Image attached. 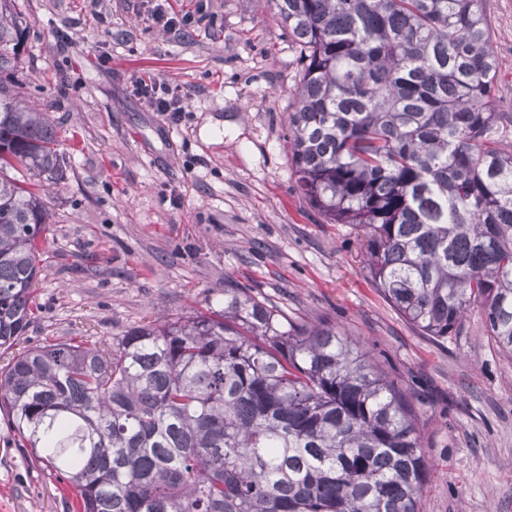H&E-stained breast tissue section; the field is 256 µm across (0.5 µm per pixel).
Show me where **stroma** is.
Listing matches in <instances>:
<instances>
[{
    "label": "stroma",
    "instance_id": "obj_1",
    "mask_svg": "<svg viewBox=\"0 0 512 512\" xmlns=\"http://www.w3.org/2000/svg\"><path fill=\"white\" fill-rule=\"evenodd\" d=\"M17 0L26 29L12 76L69 156L40 247L35 318L18 348L109 339L252 289L289 318L339 325L417 388L432 477L421 512H512V357L478 316L436 344L370 286L362 239L301 197L284 140L298 78L288 31L265 0ZM498 62L495 105L512 113V0H482ZM75 44L61 49L60 35ZM180 86L179 120L148 109L136 77ZM75 494L0 411V512H72Z\"/></svg>",
    "mask_w": 512,
    "mask_h": 512
}]
</instances>
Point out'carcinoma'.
Segmentation results:
<instances>
[{
    "label": "carcinoma",
    "instance_id": "cac0c4a2",
    "mask_svg": "<svg viewBox=\"0 0 512 512\" xmlns=\"http://www.w3.org/2000/svg\"><path fill=\"white\" fill-rule=\"evenodd\" d=\"M298 52L288 160L308 203L363 232L378 293L442 344L470 314L512 356V116L480 0H267ZM23 18L0 0V349L34 318L63 178L51 104L5 80ZM23 169L28 180L10 172ZM423 399L336 326L244 286L224 307L27 348L0 368L23 447L75 512H420Z\"/></svg>",
    "mask_w": 512,
    "mask_h": 512
}]
</instances>
